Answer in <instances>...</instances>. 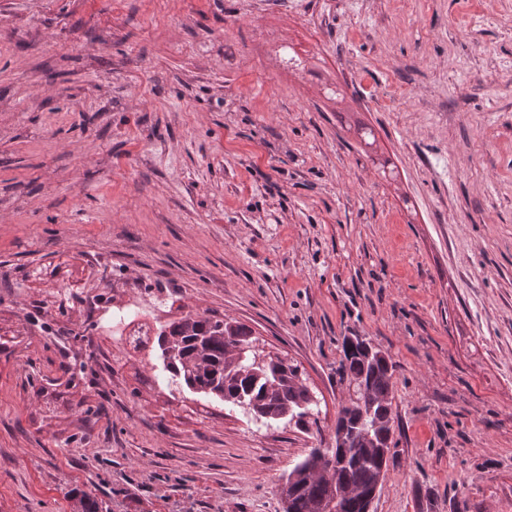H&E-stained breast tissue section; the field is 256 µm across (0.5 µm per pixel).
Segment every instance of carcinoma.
<instances>
[{
  "label": "carcinoma",
  "instance_id": "carcinoma-1",
  "mask_svg": "<svg viewBox=\"0 0 512 512\" xmlns=\"http://www.w3.org/2000/svg\"><path fill=\"white\" fill-rule=\"evenodd\" d=\"M134 348L151 341L169 382L245 407L267 421L286 419L308 429L315 400L298 366L278 355H245L256 347L253 331L216 315L188 311L152 330L135 329ZM339 373L353 396L337 413L334 433L345 431L343 444L314 448L294 468L302 474L280 488L284 512H363L362 495L388 468L391 442L384 437L393 416L394 365L380 354L367 355L343 344ZM349 490L336 497L337 489Z\"/></svg>",
  "mask_w": 512,
  "mask_h": 512
}]
</instances>
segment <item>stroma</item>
Returning <instances> with one entry per match:
<instances>
[{
	"mask_svg": "<svg viewBox=\"0 0 512 512\" xmlns=\"http://www.w3.org/2000/svg\"><path fill=\"white\" fill-rule=\"evenodd\" d=\"M189 310L317 426L167 383L128 334ZM347 336L396 365L372 512H512V0H0V512H283Z\"/></svg>",
	"mask_w": 512,
	"mask_h": 512,
	"instance_id": "stroma-1",
	"label": "stroma"
}]
</instances>
